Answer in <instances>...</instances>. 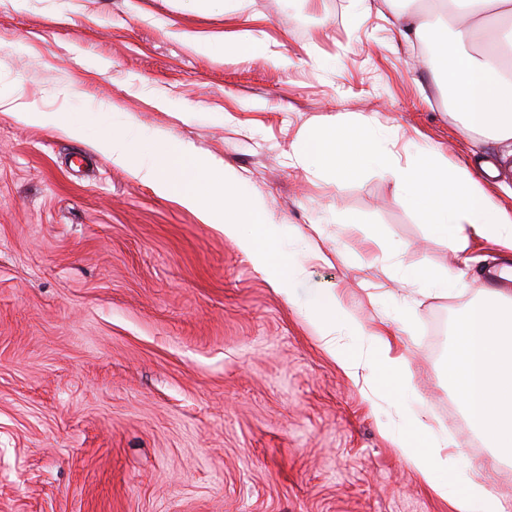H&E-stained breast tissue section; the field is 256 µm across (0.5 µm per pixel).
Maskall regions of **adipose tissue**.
I'll return each instance as SVG.
<instances>
[{
    "label": "adipose tissue",
    "mask_w": 512,
    "mask_h": 512,
    "mask_svg": "<svg viewBox=\"0 0 512 512\" xmlns=\"http://www.w3.org/2000/svg\"><path fill=\"white\" fill-rule=\"evenodd\" d=\"M425 18L404 11L392 14L409 36L435 46L428 66L448 77V105L468 132L501 142L512 141V0H433ZM17 121L55 126L69 136H84L82 125L30 103H14L0 94ZM388 136L366 115H337L308 138L297 155L300 165L313 164L349 179L370 168L399 186L400 205L418 209L436 237L463 250L482 239L512 250V212L490 197L466 167L434 152L422 162H399ZM97 150L157 193L174 198L237 242L254 267L299 303L319 339L345 373L363 381L366 396L378 391L412 393L408 365L390 340L367 331L359 317L334 293L299 298L289 281L293 266L274 244L281 228L262 199H242L240 177L193 144L170 141L142 155L131 133H104ZM367 337L372 352L361 362L336 340L337 332ZM456 354L448 363L459 398L497 456L512 458V297L494 292L481 297L455 323ZM407 427L393 442L401 458L455 512H504L489 486L485 468L470 463L467 452L432 424L424 405H409Z\"/></svg>",
    "instance_id": "adipose-tissue-1"
}]
</instances>
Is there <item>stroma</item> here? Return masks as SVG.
I'll return each instance as SVG.
<instances>
[{
	"instance_id": "1",
	"label": "stroma",
	"mask_w": 512,
	"mask_h": 512,
	"mask_svg": "<svg viewBox=\"0 0 512 512\" xmlns=\"http://www.w3.org/2000/svg\"><path fill=\"white\" fill-rule=\"evenodd\" d=\"M247 32L270 59L195 47ZM426 57L354 0H0V92L95 134L192 143L289 228L299 296L339 292L370 329L411 316L394 341L416 399L512 512V460L448 375L455 322L512 253L436 239L389 177L295 159L309 126L362 112L411 155L490 162L483 188L512 209V143L464 134ZM423 269L463 286L404 284ZM400 425L221 231L87 141L0 112V512H452L402 460Z\"/></svg>"
}]
</instances>
